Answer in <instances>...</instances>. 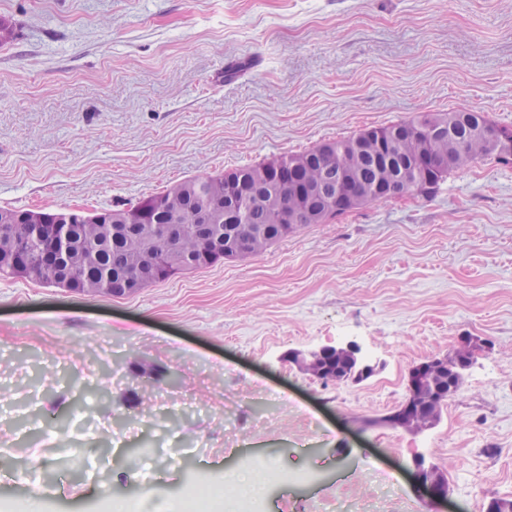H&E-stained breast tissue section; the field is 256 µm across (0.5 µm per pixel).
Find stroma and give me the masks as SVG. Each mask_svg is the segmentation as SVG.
<instances>
[{
	"mask_svg": "<svg viewBox=\"0 0 512 512\" xmlns=\"http://www.w3.org/2000/svg\"><path fill=\"white\" fill-rule=\"evenodd\" d=\"M0 20V207L113 209L431 112L512 126V0H0ZM464 335L492 348L434 427L368 426ZM350 341L376 366L360 383L284 359ZM418 458L447 502L416 491ZM228 471L266 489L241 512L512 499V164L121 298L0 276V506L103 512Z\"/></svg>",
	"mask_w": 512,
	"mask_h": 512,
	"instance_id": "stroma-1",
	"label": "stroma"
}]
</instances>
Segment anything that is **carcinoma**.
<instances>
[{
  "mask_svg": "<svg viewBox=\"0 0 512 512\" xmlns=\"http://www.w3.org/2000/svg\"><path fill=\"white\" fill-rule=\"evenodd\" d=\"M432 114L379 128L386 141H412L421 123L429 122ZM491 125L485 113L459 111L446 121L435 136L434 143L453 141L459 148L471 147L478 128ZM358 136L328 140L309 150L285 155L268 162L247 165L217 175L182 180L170 189L181 192L177 209L166 203L167 192L147 197L127 207L130 227L120 228L110 238L91 246L96 254L88 264L73 263L69 268L34 266L13 273L48 286L67 288L93 277L104 294L122 288L131 280L144 285L170 278L143 270L138 251L152 246L167 261L182 264L205 253L215 256L218 263L231 258L241 239V233L251 228L260 234L250 250L257 255L271 245L311 224H325L326 212L331 217L349 213L350 198L366 193L367 205H374L404 194L432 197L454 171L438 151L429 148L421 155L402 156L388 151L371 154L355 149ZM274 201L284 208H295V223L281 231V225L271 224L267 202ZM11 219L0 226V237L21 238L28 225L53 221L59 213L48 209L0 208ZM102 220L112 223V211H85L73 217L71 232L77 244L91 238L88 222ZM470 364L452 365L434 379L422 385V391L434 390L451 396L464 384V374Z\"/></svg>",
  "mask_w": 512,
  "mask_h": 512,
  "instance_id": "cac0c4a2",
  "label": "carcinoma"
}]
</instances>
